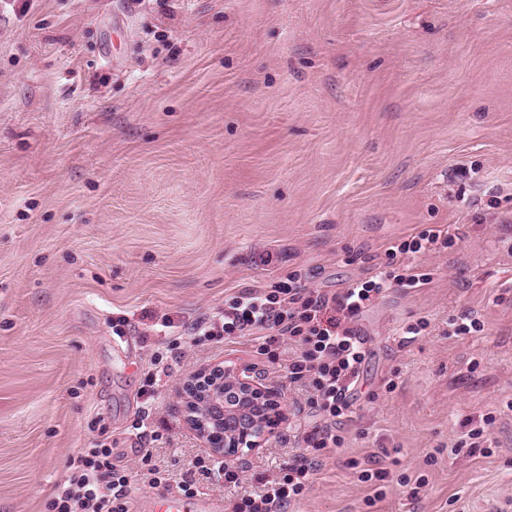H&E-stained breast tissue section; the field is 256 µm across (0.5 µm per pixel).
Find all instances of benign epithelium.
I'll return each instance as SVG.
<instances>
[{
  "mask_svg": "<svg viewBox=\"0 0 512 512\" xmlns=\"http://www.w3.org/2000/svg\"><path fill=\"white\" fill-rule=\"evenodd\" d=\"M179 399L190 429L227 463L246 464L286 419L280 396L251 366L215 365L196 373L183 381Z\"/></svg>",
  "mask_w": 512,
  "mask_h": 512,
  "instance_id": "1",
  "label": "benign epithelium"
}]
</instances>
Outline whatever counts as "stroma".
I'll return each mask as SVG.
<instances>
[{
  "label": "stroma",
  "mask_w": 512,
  "mask_h": 512,
  "mask_svg": "<svg viewBox=\"0 0 512 512\" xmlns=\"http://www.w3.org/2000/svg\"><path fill=\"white\" fill-rule=\"evenodd\" d=\"M438 225L453 246L411 259L431 283L359 322L345 445L295 512H512V0H0V512H47L98 442L132 472L131 512L178 493L149 488L147 453L228 504L177 397L216 364L255 367L287 407L241 474L255 489L315 420L291 351L173 346L142 313L190 324L293 271L334 291ZM471 312L483 330L449 334ZM492 411V455L456 451ZM366 456L426 484L366 506L348 466Z\"/></svg>",
  "instance_id": "35a3bbf8"
}]
</instances>
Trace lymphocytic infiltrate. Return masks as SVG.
I'll return each instance as SVG.
<instances>
[{
	"mask_svg": "<svg viewBox=\"0 0 512 512\" xmlns=\"http://www.w3.org/2000/svg\"><path fill=\"white\" fill-rule=\"evenodd\" d=\"M452 242L448 230L430 227L387 248L385 269L340 291L309 290L293 273L287 283L238 293L208 321L178 325L162 318L161 328L173 336H220L228 343L250 336L257 354L270 357L286 343L296 349L288 374L306 381L311 392L310 403L319 420L305 431L303 441L314 455L295 457L284 465L282 475L263 481L258 492L238 498L232 512H287L300 503L320 458L335 454L345 442L344 424L352 418L354 390L367 359L357 320L391 288H421L430 283L429 274L404 265V258L445 249ZM69 469L67 478L53 489L50 512H128L132 474L113 466L111 448L99 444L84 449L71 460Z\"/></svg>",
	"mask_w": 512,
	"mask_h": 512,
	"instance_id": "1",
	"label": "lymphocytic infiltrate"
}]
</instances>
